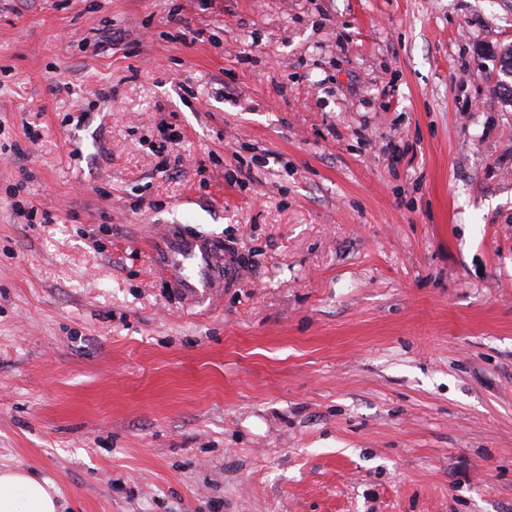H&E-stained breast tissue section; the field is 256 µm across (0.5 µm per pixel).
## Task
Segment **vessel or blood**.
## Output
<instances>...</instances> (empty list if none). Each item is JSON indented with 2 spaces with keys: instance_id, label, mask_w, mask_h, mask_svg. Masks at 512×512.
Wrapping results in <instances>:
<instances>
[{
  "instance_id": "obj_1",
  "label": "vessel or blood",
  "mask_w": 512,
  "mask_h": 512,
  "mask_svg": "<svg viewBox=\"0 0 512 512\" xmlns=\"http://www.w3.org/2000/svg\"><path fill=\"white\" fill-rule=\"evenodd\" d=\"M154 274L186 301L215 304L235 276L223 240L186 229L160 225L145 242Z\"/></svg>"
}]
</instances>
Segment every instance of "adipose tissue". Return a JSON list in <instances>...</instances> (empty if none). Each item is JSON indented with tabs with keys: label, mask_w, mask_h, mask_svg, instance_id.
<instances>
[{
	"label": "adipose tissue",
	"mask_w": 512,
	"mask_h": 512,
	"mask_svg": "<svg viewBox=\"0 0 512 512\" xmlns=\"http://www.w3.org/2000/svg\"><path fill=\"white\" fill-rule=\"evenodd\" d=\"M0 512H61L54 484L24 470L0 472Z\"/></svg>",
	"instance_id": "ef3b65f1"
}]
</instances>
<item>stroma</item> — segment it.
<instances>
[{"instance_id": "obj_1", "label": "stroma", "mask_w": 512, "mask_h": 512, "mask_svg": "<svg viewBox=\"0 0 512 512\" xmlns=\"http://www.w3.org/2000/svg\"><path fill=\"white\" fill-rule=\"evenodd\" d=\"M509 45L512 0H0V470L63 512H512ZM161 224L223 238L209 309ZM154 274L185 301L211 306L235 276L224 240L162 224L145 241Z\"/></svg>"}]
</instances>
